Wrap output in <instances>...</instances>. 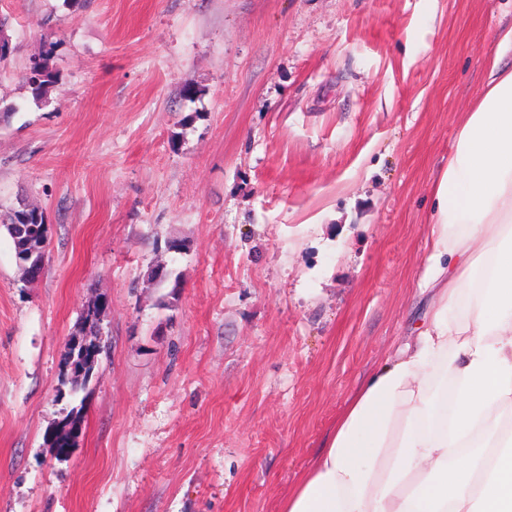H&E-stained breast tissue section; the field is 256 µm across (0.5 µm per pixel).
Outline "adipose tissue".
I'll return each instance as SVG.
<instances>
[{"instance_id": "obj_1", "label": "adipose tissue", "mask_w": 512, "mask_h": 512, "mask_svg": "<svg viewBox=\"0 0 512 512\" xmlns=\"http://www.w3.org/2000/svg\"><path fill=\"white\" fill-rule=\"evenodd\" d=\"M436 182L428 300L281 512H512V66Z\"/></svg>"}]
</instances>
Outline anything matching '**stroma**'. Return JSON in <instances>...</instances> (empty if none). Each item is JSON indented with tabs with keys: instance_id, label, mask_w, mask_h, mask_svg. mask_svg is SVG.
<instances>
[{
	"instance_id": "stroma-1",
	"label": "stroma",
	"mask_w": 512,
	"mask_h": 512,
	"mask_svg": "<svg viewBox=\"0 0 512 512\" xmlns=\"http://www.w3.org/2000/svg\"><path fill=\"white\" fill-rule=\"evenodd\" d=\"M1 16L0 215L39 207L50 245L24 283L0 226V512H281L421 318L433 190L512 0ZM43 53L58 81L37 101ZM98 296L106 349L60 458L61 361ZM26 79L36 100L46 97L48 89L57 83V75L50 68L47 56L33 57L26 68Z\"/></svg>"
}]
</instances>
